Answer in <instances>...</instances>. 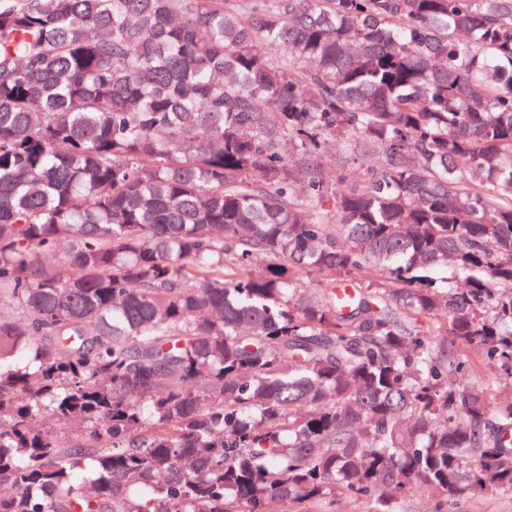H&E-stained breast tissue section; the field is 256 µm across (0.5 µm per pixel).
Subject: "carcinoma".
<instances>
[{"mask_svg": "<svg viewBox=\"0 0 512 512\" xmlns=\"http://www.w3.org/2000/svg\"><path fill=\"white\" fill-rule=\"evenodd\" d=\"M236 2L0 0V512L512 493V0Z\"/></svg>", "mask_w": 512, "mask_h": 512, "instance_id": "obj_1", "label": "carcinoma"}]
</instances>
